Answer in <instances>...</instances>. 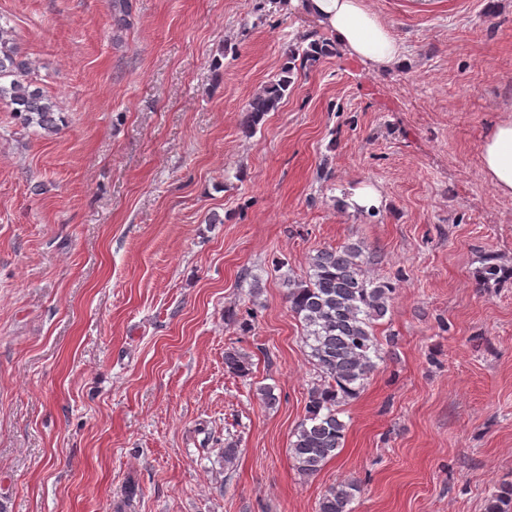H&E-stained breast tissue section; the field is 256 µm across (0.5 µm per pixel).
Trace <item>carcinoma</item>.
Listing matches in <instances>:
<instances>
[{
  "label": "carcinoma",
  "mask_w": 512,
  "mask_h": 512,
  "mask_svg": "<svg viewBox=\"0 0 512 512\" xmlns=\"http://www.w3.org/2000/svg\"><path fill=\"white\" fill-rule=\"evenodd\" d=\"M34 61L25 55L15 30L0 23V102L46 134L59 130L56 102L38 86ZM292 67L255 94L244 109L243 124L255 130L263 117L279 109L291 85ZM291 312L301 324L303 343L320 380L308 391L307 416L293 433L289 453L298 474L311 477L338 455L347 423L340 406L355 397L380 358L375 322L389 311L392 288L368 278L357 242L324 247L310 255L307 271L286 281ZM224 365L240 377L249 374V357L224 352ZM358 486L339 482L324 490L317 512H352ZM488 512H512V485L494 495Z\"/></svg>",
  "instance_id": "obj_1"
}]
</instances>
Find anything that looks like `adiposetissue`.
<instances>
[{"instance_id": "adipose-tissue-1", "label": "adipose tissue", "mask_w": 512, "mask_h": 512, "mask_svg": "<svg viewBox=\"0 0 512 512\" xmlns=\"http://www.w3.org/2000/svg\"><path fill=\"white\" fill-rule=\"evenodd\" d=\"M301 7L333 34L337 45L379 69L401 64L402 50L362 0H302ZM481 159L497 189L512 194V120L499 122L481 145Z\"/></svg>"}]
</instances>
